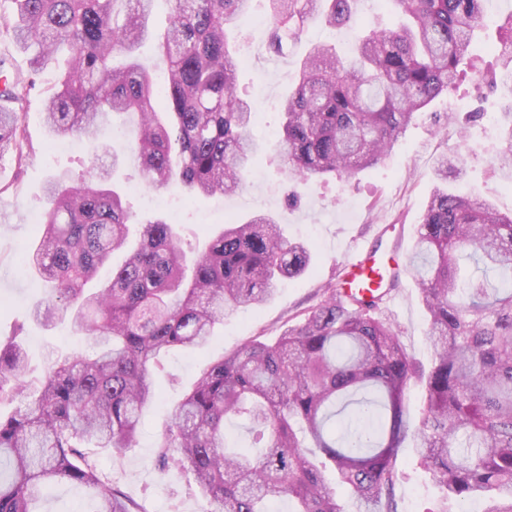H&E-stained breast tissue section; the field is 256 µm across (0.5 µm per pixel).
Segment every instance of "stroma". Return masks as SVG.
<instances>
[{
    "label": "stroma",
    "instance_id": "obj_1",
    "mask_svg": "<svg viewBox=\"0 0 512 512\" xmlns=\"http://www.w3.org/2000/svg\"><path fill=\"white\" fill-rule=\"evenodd\" d=\"M354 10L356 22L340 28L309 23L300 42L290 46L284 57L268 51L265 28L254 24L255 18L265 14L263 0H256L251 18L244 20L238 42L237 91L253 104L252 135L264 147L253 157L245 194L191 198L176 188L163 192V202L157 205L151 201V191L142 189L135 170L123 168L114 177L136 218L159 216L181 225L188 257L202 252L227 222L260 212L275 216L288 237L307 243L312 256L308 270L282 280L262 308H241L226 315L208 346L164 356L161 368L154 372L160 400L144 409L133 447L119 456L108 448H91L101 480L120 489L141 512H213V503L192 478L160 468L159 443L172 409L207 363L251 339L271 340L298 324L325 289L340 280L343 261L356 245L379 243L406 259L413 251L425 204L438 183L436 164L441 155L455 146L467 155L463 176L449 181V189L479 194L501 213H512V184L491 167L502 146L493 112L512 103V92L497 81L502 69L498 25L484 27L474 36L472 68L447 93L415 114L381 163L349 178L319 179L289 192L272 145L283 122L280 102L292 85L307 43L326 42L344 55L362 32L360 19L387 25L395 18L390 8L372 9L371 0H356ZM57 71V64H49L36 87L15 105L24 115L32 147L29 157L21 164L11 156L0 157V336L20 333L36 378L58 356L88 347L70 323L45 326L32 319L30 309L49 284L23 261L36 241L37 219L47 208L43 186L49 176L59 169L77 176L92 165L84 143L49 136L45 127L42 102ZM384 313L407 354L417 364L429 366L427 314L412 275H405L395 296L385 299ZM395 470V512H434L440 492L421 463L414 440H406L400 449ZM39 508L41 512H88V493L77 485L54 484L44 490Z\"/></svg>",
    "mask_w": 512,
    "mask_h": 512
}]
</instances>
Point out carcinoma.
I'll return each mask as SVG.
<instances>
[{
	"label": "carcinoma",
	"mask_w": 512,
	"mask_h": 512,
	"mask_svg": "<svg viewBox=\"0 0 512 512\" xmlns=\"http://www.w3.org/2000/svg\"><path fill=\"white\" fill-rule=\"evenodd\" d=\"M406 20L363 26L355 54L311 45L283 101L282 135L274 145L282 170L309 183L372 168L414 114L448 90L468 65L485 0H390ZM0 28L27 51L30 77L0 87V156L29 155L24 116L12 107L34 76L61 50L67 56L44 116L52 135H76L112 163L79 179L66 170L45 186L48 208L27 261L54 283L32 315L69 321L92 353L66 355L29 378L25 348L0 341V512H34L51 481L97 490L92 512H135L124 495L100 482L88 441L120 452L136 438L146 406L158 399L152 373L170 349L208 344L224 314L268 302L282 278L302 274L311 253L289 239L269 214L224 225L206 252L187 261L180 236L162 217L141 224L129 249L131 211L113 189L114 172L136 169L146 187L175 183L200 196L246 187L257 145L254 110L237 92L233 34L253 0H171L159 55L138 58L153 35L152 0H12ZM355 0H269V47L279 55L316 18L353 21ZM136 112L130 151L118 154L101 131L115 114ZM502 149L512 151V105L503 112ZM466 155L442 156L437 176L461 174ZM126 251L100 287L111 256ZM483 265L487 277L461 283L459 261ZM428 315L433 360L423 370L405 353L382 314L384 295L361 297L341 284L273 344L252 339L205 368L173 410L159 444L163 470L193 476L215 512H270L287 497L295 512H344L321 467L364 512H394L395 460L409 432L442 490L436 512L467 501L482 512H512V215L471 194L435 188L413 255ZM425 381L427 403L415 427L404 416L405 390ZM359 392L361 412L378 421L336 445V405ZM250 425L251 447L231 451L224 425Z\"/></svg>",
	"instance_id": "cac0c4a2"
}]
</instances>
